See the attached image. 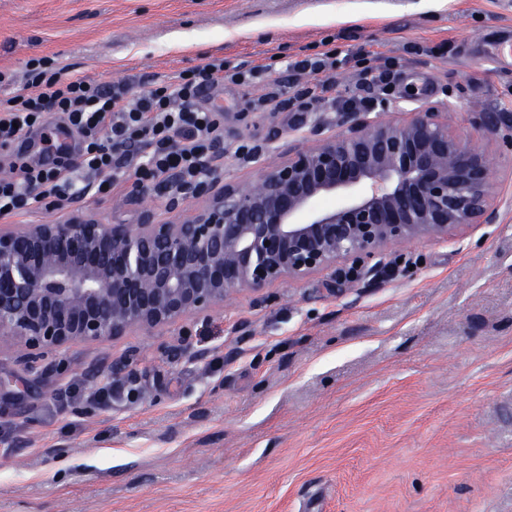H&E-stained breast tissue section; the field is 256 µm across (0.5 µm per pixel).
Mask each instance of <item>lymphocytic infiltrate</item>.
I'll use <instances>...</instances> for the list:
<instances>
[{"label": "lymphocytic infiltrate", "mask_w": 512, "mask_h": 512, "mask_svg": "<svg viewBox=\"0 0 512 512\" xmlns=\"http://www.w3.org/2000/svg\"><path fill=\"white\" fill-rule=\"evenodd\" d=\"M335 69L332 50L287 64L289 76L317 75L316 83L296 91L308 106L333 86ZM25 80L33 95L0 101V148L40 130L45 151L59 152V144L44 132L45 116L52 112L64 116L79 146L75 156L51 168L16 158L9 175L0 177L1 218L58 208L92 185L110 186L129 173L141 186L174 175L185 181L201 178L203 159L224 142V113L201 106L204 93L227 80L248 85L268 81L266 65L229 68L214 58L184 70L176 82L150 81L134 95L121 81L103 86L62 79L48 57L27 61Z\"/></svg>", "instance_id": "f902f5d3"}]
</instances>
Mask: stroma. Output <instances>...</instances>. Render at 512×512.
Instances as JSON below:
<instances>
[{"label":"stroma","instance_id":"1","mask_svg":"<svg viewBox=\"0 0 512 512\" xmlns=\"http://www.w3.org/2000/svg\"><path fill=\"white\" fill-rule=\"evenodd\" d=\"M330 49L318 115L355 93L361 57L395 63L374 92L385 120L447 101L452 130L481 143L480 113L512 114V0H0V70L17 78L47 56L136 93L219 57L278 80ZM258 95L206 93L226 113L225 181L317 142L293 109L254 111ZM497 170L496 223L391 249L387 271L344 293L325 272L284 280L209 320L79 343L34 369L0 343V512H512V152ZM134 188L78 209L105 224L162 213L161 183L139 204ZM75 385L84 400H66Z\"/></svg>","mask_w":512,"mask_h":512}]
</instances>
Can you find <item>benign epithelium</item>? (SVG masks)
Masks as SVG:
<instances>
[{
	"instance_id": "benign-epithelium-1",
	"label": "benign epithelium",
	"mask_w": 512,
	"mask_h": 512,
	"mask_svg": "<svg viewBox=\"0 0 512 512\" xmlns=\"http://www.w3.org/2000/svg\"><path fill=\"white\" fill-rule=\"evenodd\" d=\"M451 106L421 105L402 122L370 110L339 113L344 127L262 168L254 183H225L221 153L208 176L165 187L168 217L103 224L92 215L51 224H0V340L35 363L51 349L130 330L207 320L246 290L341 267L329 291L385 268V251L421 239L448 241L494 224L493 153L448 126ZM496 147L512 118L483 112ZM336 197L342 204L327 206Z\"/></svg>"
}]
</instances>
